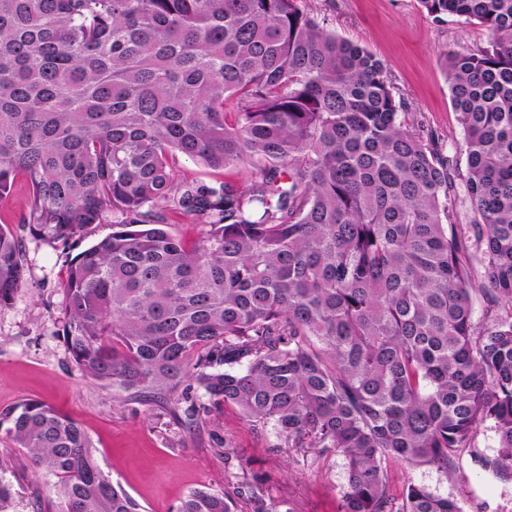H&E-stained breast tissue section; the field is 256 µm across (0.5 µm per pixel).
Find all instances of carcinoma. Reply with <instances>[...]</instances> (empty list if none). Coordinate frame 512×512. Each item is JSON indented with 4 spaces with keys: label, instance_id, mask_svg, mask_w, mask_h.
Wrapping results in <instances>:
<instances>
[{
    "label": "carcinoma",
    "instance_id": "carcinoma-1",
    "mask_svg": "<svg viewBox=\"0 0 512 512\" xmlns=\"http://www.w3.org/2000/svg\"><path fill=\"white\" fill-rule=\"evenodd\" d=\"M418 2L489 32L442 62L463 163L301 0H0V196L24 178L22 231L63 246L123 216L69 260L73 362L190 428L227 406L341 457L336 512H462L394 465L446 472L488 423L482 467L512 480V0ZM179 154L249 183L179 181ZM172 205L199 244L165 229ZM24 280L0 228V305ZM0 431L55 512H142L52 405L1 408ZM175 512L233 507L200 488Z\"/></svg>",
    "mask_w": 512,
    "mask_h": 512
}]
</instances>
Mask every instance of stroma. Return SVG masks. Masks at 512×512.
<instances>
[{
  "label": "stroma",
  "mask_w": 512,
  "mask_h": 512,
  "mask_svg": "<svg viewBox=\"0 0 512 512\" xmlns=\"http://www.w3.org/2000/svg\"><path fill=\"white\" fill-rule=\"evenodd\" d=\"M303 7L382 59L409 111L422 113L444 145L462 142L442 57L451 49L486 46L484 28L434 22L418 0H303ZM120 219L105 211L102 222L70 248L24 238L25 284L0 307V408L32 398L60 409L88 434L104 471L146 512H173L190 490L204 487L229 494L238 512H256L261 502L279 503L282 512H336L345 485L341 457L325 459L306 448L270 452L265 437L231 407L212 411L206 425L191 431L159 404L83 377L59 336L65 319L61 283L70 257L111 235ZM497 446L494 430L481 428L447 471L399 465L396 483L455 497L462 512H512V482L481 466ZM3 460L15 489L6 512H32L36 497L46 494L45 473L31 468L26 449L0 434Z\"/></svg>",
  "instance_id": "stroma-1"
}]
</instances>
